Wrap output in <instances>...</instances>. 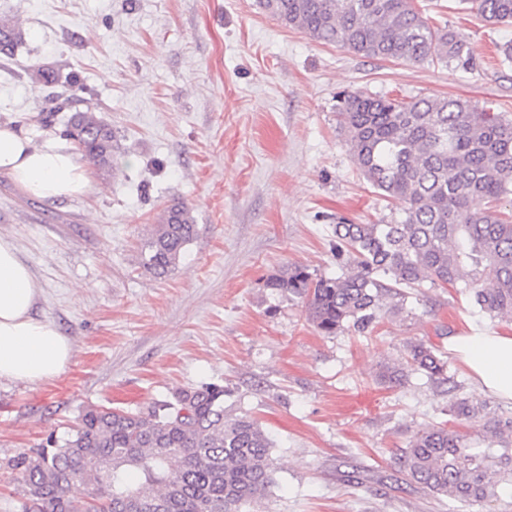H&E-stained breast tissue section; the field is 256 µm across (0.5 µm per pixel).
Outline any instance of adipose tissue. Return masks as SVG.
<instances>
[{"label":"adipose tissue","mask_w":512,"mask_h":512,"mask_svg":"<svg viewBox=\"0 0 512 512\" xmlns=\"http://www.w3.org/2000/svg\"><path fill=\"white\" fill-rule=\"evenodd\" d=\"M0 170L45 200L75 198L92 188L87 165L65 142L36 144L22 121L0 122ZM40 287L14 241L0 235V380L36 383L63 376L73 346L50 319L35 315ZM448 349L479 391L512 403V329L466 325Z\"/></svg>","instance_id":"ef3b65f1"}]
</instances>
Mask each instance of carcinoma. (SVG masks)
I'll return each mask as SVG.
<instances>
[{
    "label": "carcinoma",
    "mask_w": 512,
    "mask_h": 512,
    "mask_svg": "<svg viewBox=\"0 0 512 512\" xmlns=\"http://www.w3.org/2000/svg\"><path fill=\"white\" fill-rule=\"evenodd\" d=\"M491 23H512V0H471ZM286 27L322 44L372 59L464 64V37L429 24L410 0H259ZM21 32L0 20V55L12 57ZM339 124L357 170L385 197L406 203L387 224L334 225L342 277L293 266L267 287L306 299L326 336L363 333L387 313L406 310L409 288H465L491 319L512 318V118L453 97L402 101L357 91L344 96ZM79 150L113 174L112 129L86 109L72 113ZM196 235L180 202L158 216L143 244L144 266L175 269ZM406 367L449 383L448 359L431 344L409 346ZM215 384L177 389L136 411L91 407L63 441L8 461L22 512H241L273 484L274 442L251 417L225 405ZM448 412L468 426L417 431L400 455L407 476L438 496L489 505L512 484V417L465 398Z\"/></svg>",
    "instance_id": "carcinoma-1"
}]
</instances>
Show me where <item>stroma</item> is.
I'll list each match as a JSON object with an SVG mask.
<instances>
[{
  "label": "stroma",
  "instance_id": "35a3bbf8",
  "mask_svg": "<svg viewBox=\"0 0 512 512\" xmlns=\"http://www.w3.org/2000/svg\"><path fill=\"white\" fill-rule=\"evenodd\" d=\"M412 4L464 36L471 68L364 58L284 27L257 0H0V18L23 33L0 58V121L26 118L37 143L55 135L75 73L117 140L115 175L93 172L82 197L40 199L0 172V235L39 283L36 315L73 345L61 378L0 380V512H19L7 460L66 436L84 408L133 410L204 383L230 390L275 443L276 484L245 512H486L414 483L398 458L414 432L449 423L450 396L512 404L484 398L453 356L451 393L380 373L409 344L444 351L465 324H512L465 289L425 285L408 313L326 336L303 298L266 286L294 265L347 273L334 224H385L401 209L357 171L337 120L342 94L454 96L512 115L500 53L512 24L489 23L468 0ZM38 66L60 81L34 82ZM174 199L198 233L158 278L142 245Z\"/></svg>",
  "mask_w": 512,
  "mask_h": 512
}]
</instances>
